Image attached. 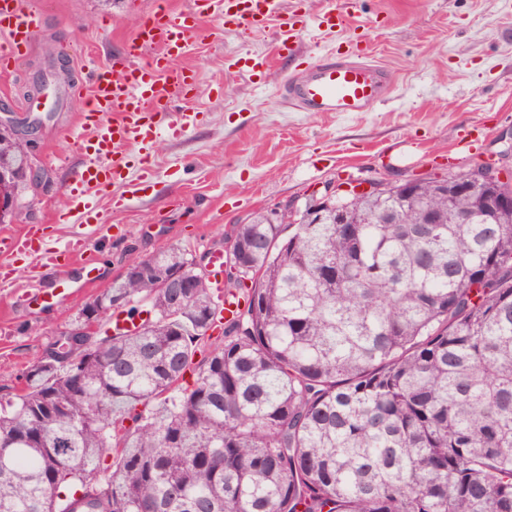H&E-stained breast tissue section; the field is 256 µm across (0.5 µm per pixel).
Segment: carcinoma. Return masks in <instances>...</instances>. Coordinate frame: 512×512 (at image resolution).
I'll use <instances>...</instances> for the list:
<instances>
[{
    "label": "carcinoma",
    "mask_w": 512,
    "mask_h": 512,
    "mask_svg": "<svg viewBox=\"0 0 512 512\" xmlns=\"http://www.w3.org/2000/svg\"><path fill=\"white\" fill-rule=\"evenodd\" d=\"M435 183L436 224L390 192L244 219L222 298L179 246L118 276L97 318L139 327L0 385V512H512V212Z\"/></svg>",
    "instance_id": "1"
}]
</instances>
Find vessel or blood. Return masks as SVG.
I'll list each match as a JSON object with an SVG mask.
<instances>
[{
	"label": "vessel or blood",
	"instance_id": "b4317fda",
	"mask_svg": "<svg viewBox=\"0 0 512 512\" xmlns=\"http://www.w3.org/2000/svg\"><path fill=\"white\" fill-rule=\"evenodd\" d=\"M191 13L160 8L145 19L127 43L120 69H97L91 82V96L83 114L82 131L75 137L86 162L69 185L67 194L84 214L95 208V196L121 174L125 157L122 145L133 143L148 150L159 133L173 137L185 133L195 117L176 113L165 128H157L151 116L163 98H187L194 91L191 73L170 69L161 56L180 49L205 17L224 18L225 22L265 29L279 13L280 0H194ZM42 16L33 0H0V35L13 49L28 46L37 33ZM306 21L305 15H290L278 35V51L297 40ZM155 49L158 58L147 63L146 49ZM392 72L367 58L362 50L347 49L327 54L307 66L282 87V100L300 112H371L391 95ZM37 226L21 236L0 235V254L16 255L31 250L38 241ZM86 241L74 235L65 248L44 244L41 254L48 264L59 259L83 256Z\"/></svg>",
	"mask_w": 512,
	"mask_h": 512
}]
</instances>
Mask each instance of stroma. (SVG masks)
<instances>
[{
  "mask_svg": "<svg viewBox=\"0 0 512 512\" xmlns=\"http://www.w3.org/2000/svg\"><path fill=\"white\" fill-rule=\"evenodd\" d=\"M44 18L24 56L0 77V106L41 123L26 141L45 183L24 193L20 219L0 233L50 227L55 245L83 234L101 277L68 300L40 309L24 295L62 288L79 266L17 260L12 287L0 288V382L16 385L44 344L132 259L164 245L203 253L223 246L231 225L306 195L340 178L399 181L512 163V0H344V21L302 34L289 57L279 56L281 24L262 31L205 21L181 66L198 73V92L170 100V112H195L184 136L160 135L151 148L152 174L141 179L138 148L124 147L122 179L96 198L98 217L82 222L66 205L67 188L85 157L71 139L91 93L89 74L122 59L139 23L159 0H36ZM356 45L396 75L395 90L374 112H295L280 88L297 63L310 64ZM268 58L266 73L233 69L241 57ZM72 81H60V65ZM43 75L48 97L26 94Z\"/></svg>",
  "mask_w": 512,
  "mask_h": 512,
  "instance_id": "1",
  "label": "stroma"
}]
</instances>
